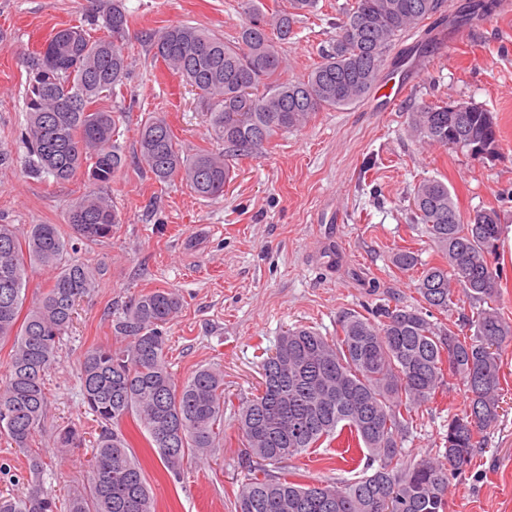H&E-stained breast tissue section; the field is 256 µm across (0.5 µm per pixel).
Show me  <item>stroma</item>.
<instances>
[{
    "instance_id": "stroma-1",
    "label": "stroma",
    "mask_w": 512,
    "mask_h": 512,
    "mask_svg": "<svg viewBox=\"0 0 512 512\" xmlns=\"http://www.w3.org/2000/svg\"><path fill=\"white\" fill-rule=\"evenodd\" d=\"M239 0H122L130 19L132 72L122 97L108 110L124 113L119 143L127 165L112 186L123 224L83 257L99 267L95 292L81 301L46 376L45 426L31 454L0 437V497L24 495L32 482L59 500L86 482L98 426L76 383L84 353L113 342L111 322L138 295L167 289L183 307L167 327L169 361L177 381L199 367L224 372V434L207 460L189 462L173 477L132 419L122 429L153 490L157 512H235L244 479L238 410L258 387L263 350H274L284 331L310 327L332 337L347 313L367 314L378 305L415 303L414 273L396 269L397 250L436 264L425 225L410 221L413 189L420 180L448 183L461 217L503 207L501 263L507 276L497 306L512 323V0H496L486 15L473 0H445L447 40L434 41L406 74L409 86L393 110L379 111L374 97L317 112L306 127L274 136L256 157L233 163L223 196L202 199L184 184L157 183L133 159L136 130L148 113L164 117L187 153L211 145L197 95L142 44L145 33L188 24L231 37L244 20ZM351 0H319L285 44L290 79L303 78L320 59ZM90 0H0V224L26 230L32 224H65L70 206L88 186L84 173L58 182L35 176L26 162L20 130L26 123V68L22 54L39 50L57 28L82 24ZM468 15L457 26L460 15ZM450 98L496 112L500 147L491 160L464 150L420 142L407 132V114L423 103ZM502 408L485 446L462 474L451 477L450 512H512V346L502 354ZM467 395L454 385L422 405L403 441V464L434 454L451 415ZM76 423L82 447H51L50 434ZM41 461L28 468L29 455ZM294 479L346 485L363 468L335 451L312 448L286 463Z\"/></svg>"
}]
</instances>
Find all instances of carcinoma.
<instances>
[{
  "label": "carcinoma",
  "instance_id": "cac0c4a2",
  "mask_svg": "<svg viewBox=\"0 0 512 512\" xmlns=\"http://www.w3.org/2000/svg\"><path fill=\"white\" fill-rule=\"evenodd\" d=\"M319 0H284L267 11L242 0L245 20L236 36L190 25L146 36L149 52L197 91L218 150L183 151L167 121L141 120L135 158L155 181L181 179L201 198L224 193L229 158L257 155L277 134L298 130L321 110L353 105L376 87L388 52L403 32L444 22L443 0H354L336 23V38L301 80L283 77L282 44L297 18ZM105 34L82 25L57 29L42 50L26 58V125L22 139L32 172L67 180L84 170L89 190L71 207L69 232L32 224L25 236L0 224V342H11L9 375L0 384V436L29 454L47 408L45 377L78 303L97 288L96 270L66 255L112 237L122 215L112 182L126 165L116 145L121 113L100 107L122 94L129 76V18L119 0H93ZM411 132L439 147L497 156L500 131L494 113L469 104L451 112L448 102L425 103L410 113ZM412 223L426 225L443 263L423 268L415 285L419 305L380 307L373 317L350 314L329 339L308 328L289 329L263 358L258 393L239 412L246 460L278 465L348 432L345 448L368 449L371 474L346 487L302 484L250 468L236 496L237 512H449V477L471 463L500 417L503 348L512 324L493 306L500 296L501 210L480 209L461 219L448 183L415 186ZM394 266L409 272L418 256L400 250ZM52 271L50 284L20 316L28 269ZM467 303L472 314L438 322ZM181 309L169 290L139 295L113 323L115 344L83 355V402L98 424L86 484L58 501L35 484L27 495L0 498V512H155L139 460L122 432L131 416L150 437L163 465L180 475L188 457L219 447L224 420V374L198 369L177 383L167 360L166 326ZM460 384L465 410L448 418L444 448L410 467L398 466L413 413L443 387ZM55 448H78L83 429L68 425L50 438Z\"/></svg>",
  "mask_w": 512,
  "mask_h": 512
}]
</instances>
